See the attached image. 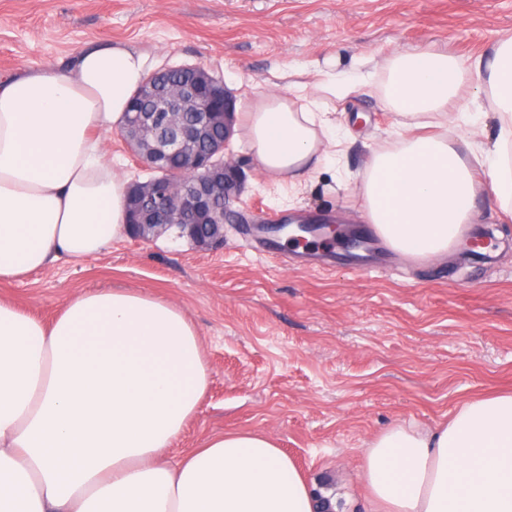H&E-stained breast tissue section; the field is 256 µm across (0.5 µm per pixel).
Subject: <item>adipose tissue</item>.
Here are the masks:
<instances>
[{
	"mask_svg": "<svg viewBox=\"0 0 512 512\" xmlns=\"http://www.w3.org/2000/svg\"><path fill=\"white\" fill-rule=\"evenodd\" d=\"M158 61L93 44L61 66L0 77V280L99 254L126 230L125 185L104 138ZM488 106L457 136L401 138L360 187L368 223L396 253L447 256L476 210L465 154L512 204V41L484 59L399 55L385 98L400 128L444 123L461 71ZM316 100L262 95L246 129L263 172L300 183L339 167ZM209 375L178 305L122 288L70 298L51 322L0 300V512H337L267 434L227 431L176 467L161 458L197 413ZM369 512H512V393L463 403L433 430L396 423L357 474Z\"/></svg>",
	"mask_w": 512,
	"mask_h": 512,
	"instance_id": "adipose-tissue-1",
	"label": "adipose tissue"
}]
</instances>
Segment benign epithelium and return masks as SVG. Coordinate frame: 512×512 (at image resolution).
Wrapping results in <instances>:
<instances>
[{
	"label": "benign epithelium",
	"mask_w": 512,
	"mask_h": 512,
	"mask_svg": "<svg viewBox=\"0 0 512 512\" xmlns=\"http://www.w3.org/2000/svg\"><path fill=\"white\" fill-rule=\"evenodd\" d=\"M182 69L191 78L178 85L144 82L134 100L152 101L153 111L130 112L120 127L133 154L152 172L127 187L129 235L150 239L176 227L197 248L209 250L224 242L228 203L246 180L225 160L236 123V99L206 68ZM217 126L224 129L220 143L211 137Z\"/></svg>",
	"instance_id": "benign-epithelium-1"
}]
</instances>
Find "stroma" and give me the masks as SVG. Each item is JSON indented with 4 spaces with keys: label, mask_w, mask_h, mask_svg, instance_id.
<instances>
[{
    "label": "stroma",
    "mask_w": 512,
    "mask_h": 512,
    "mask_svg": "<svg viewBox=\"0 0 512 512\" xmlns=\"http://www.w3.org/2000/svg\"><path fill=\"white\" fill-rule=\"evenodd\" d=\"M509 38L512 0H0L1 74L128 41L161 67L200 65L222 78L240 115L267 92L296 103L288 86L305 83L351 132L349 180L315 172L292 190L260 170L236 123L226 156L246 184L230 208L248 221L225 225L223 244L200 252L174 229L150 241L125 234L96 256L0 283V300L47 322L81 291L126 288L179 305L209 387L166 459L227 430L261 431L333 492L340 512H367L356 474L375 436L397 422L432 428L471 398L512 392V215L474 161L479 216L463 238L493 234L482 261L458 248L432 260L384 248L360 274L332 248L273 257L248 224L273 214L362 226L361 179L402 135L385 100L398 54L475 58ZM363 67L373 78L360 92H320L329 76Z\"/></svg>",
    "instance_id": "obj_1"
}]
</instances>
